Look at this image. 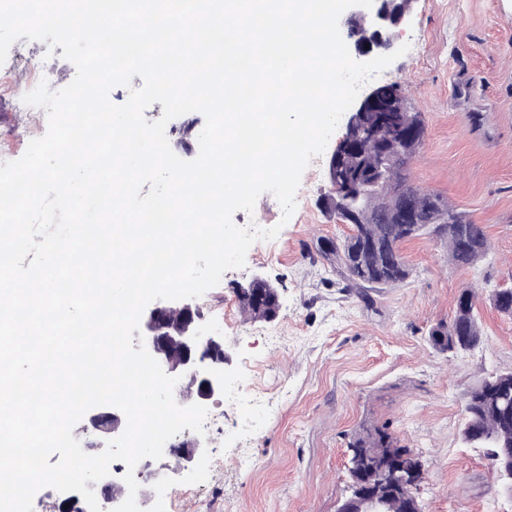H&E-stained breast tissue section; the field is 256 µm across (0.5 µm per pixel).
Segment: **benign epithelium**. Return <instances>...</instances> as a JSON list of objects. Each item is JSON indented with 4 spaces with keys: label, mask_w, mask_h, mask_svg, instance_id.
Segmentation results:
<instances>
[{
    "label": "benign epithelium",
    "mask_w": 512,
    "mask_h": 512,
    "mask_svg": "<svg viewBox=\"0 0 512 512\" xmlns=\"http://www.w3.org/2000/svg\"><path fill=\"white\" fill-rule=\"evenodd\" d=\"M412 0H373L371 8L359 6L347 9L341 30L358 59L369 60L384 55L393 47L395 37L407 21ZM409 107L407 95L400 93L389 99L381 97L378 88H373L355 108L349 117L345 130H350L365 112H404ZM160 363L170 376L180 380L174 388V398L182 406L191 404L208 405L224 393V336L210 327L193 299L155 300L144 310L140 321V332L134 333V348L139 341ZM125 415L117 408L99 406L85 415V424L74 437L88 454H98L108 440L124 432ZM206 440L168 441L163 455L174 461L166 471L151 470L149 464H137L144 481L155 483L166 476V472L178 473L192 468L207 451ZM403 456L397 449L371 462L356 457L348 464L350 470H361L371 475L372 483L367 489L347 499V504L338 507L337 512H384L385 497L380 487L391 474H402V479L415 485L422 482L416 470L402 471ZM94 490L96 499L104 512L121 504L128 495L126 489L110 473L100 481L87 483ZM54 512H89L84 498L77 492L59 495Z\"/></svg>",
    "instance_id": "benign-epithelium-1"
}]
</instances>
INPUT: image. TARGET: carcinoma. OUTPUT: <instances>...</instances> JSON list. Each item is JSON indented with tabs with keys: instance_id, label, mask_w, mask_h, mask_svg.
Segmentation results:
<instances>
[{
	"instance_id": "carcinoma-1",
	"label": "carcinoma",
	"mask_w": 512,
	"mask_h": 512,
	"mask_svg": "<svg viewBox=\"0 0 512 512\" xmlns=\"http://www.w3.org/2000/svg\"><path fill=\"white\" fill-rule=\"evenodd\" d=\"M425 134L419 112H368L350 131L356 147L349 149L336 173V191L324 200V209L352 227L344 239L323 244L320 253L336 262V272L346 292L369 302V291L405 282L411 270L401 245L417 236L434 234L448 248V261L470 269L485 258L490 243L485 228L451 209L438 194L408 183L406 166L418 152ZM241 311L250 319H267L272 304L247 286L236 292ZM490 305L512 318V288H493ZM478 295L461 291L453 316L430 330L432 348L440 353L472 350L483 343L474 314ZM463 441L484 448L487 457L512 453V372L483 376L470 387L464 404ZM400 440L390 425L363 426L347 443L349 454L369 458L384 455ZM417 487L401 483L386 500L385 512H422L413 503Z\"/></svg>"
}]
</instances>
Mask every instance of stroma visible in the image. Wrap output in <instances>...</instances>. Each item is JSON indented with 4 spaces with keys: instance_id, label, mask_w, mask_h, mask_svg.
Masks as SVG:
<instances>
[{
    "instance_id": "obj_1",
    "label": "stroma",
    "mask_w": 512,
    "mask_h": 512,
    "mask_svg": "<svg viewBox=\"0 0 512 512\" xmlns=\"http://www.w3.org/2000/svg\"><path fill=\"white\" fill-rule=\"evenodd\" d=\"M409 41L414 52L375 82L400 84L423 114L410 181L484 225L488 255L477 269H457L440 238L422 235L402 246L406 282L373 292L369 305L343 292L318 252L350 232L323 207L334 142L305 169L290 220L269 193L253 212H235L239 227L280 232L256 241L244 267L227 270L197 299L224 336L233 395L222 398L223 417L205 433L208 480L170 488L166 512H336L348 492L351 433L384 423L429 465L419 490L424 512H512V494L484 449L461 439L470 386L512 371V319L483 302L481 346L439 354L428 339L463 289L512 286V9L503 0H414L395 43ZM41 47L24 38L12 45L17 88H35L43 69L51 89L73 80L75 66L41 56ZM462 77L471 81L465 106L456 99ZM46 131L41 113L18 115L13 98L0 93V153L18 159ZM256 277L278 289L274 319H246L238 306L237 288Z\"/></svg>"
}]
</instances>
